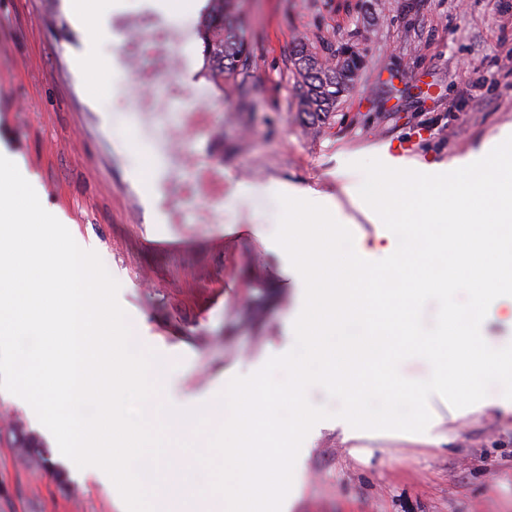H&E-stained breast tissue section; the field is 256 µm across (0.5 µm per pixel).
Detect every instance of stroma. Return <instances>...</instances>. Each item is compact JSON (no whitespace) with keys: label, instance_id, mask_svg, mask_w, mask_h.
<instances>
[{"label":"stroma","instance_id":"35a3bbf8","mask_svg":"<svg viewBox=\"0 0 512 512\" xmlns=\"http://www.w3.org/2000/svg\"><path fill=\"white\" fill-rule=\"evenodd\" d=\"M66 0H0V148L36 175L48 210L94 248L119 283L118 302L141 347L170 361L162 397L181 405L220 395L224 370L245 357L292 345L297 304L292 280L266 249L278 205L266 195L242 206L238 183L312 187L337 201L354 237L385 234L348 195L373 147L407 145L411 161L442 164L512 126V0H242L248 70L216 89L201 67L178 73L184 103L222 128L184 131L196 166L163 162L170 112H130L152 73L157 32L184 35L170 55L201 56L191 26L197 9L169 17L148 0H124L100 52L111 61L105 95L85 90L76 61L90 37ZM143 34L138 72L124 63L126 29ZM308 44L334 60L361 58L352 90L314 120L297 109L294 50ZM223 155L218 197L193 191L197 167ZM196 255V265L185 262ZM263 270V283L251 278ZM271 299L246 320L257 289ZM448 441L431 446L381 431L354 445L323 429L306 461L292 512H512V418L436 401ZM0 512H127L111 482L87 477L59 457L21 462L0 438Z\"/></svg>","mask_w":512,"mask_h":512}]
</instances>
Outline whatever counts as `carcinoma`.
Masks as SVG:
<instances>
[{
	"label": "carcinoma",
	"mask_w": 512,
	"mask_h": 512,
	"mask_svg": "<svg viewBox=\"0 0 512 512\" xmlns=\"http://www.w3.org/2000/svg\"><path fill=\"white\" fill-rule=\"evenodd\" d=\"M204 35V56L209 80L217 86L247 69L250 51L237 23V0H210V8L199 23ZM299 111L319 119L334 111L339 98L350 89L359 59L345 47L331 67L319 59L308 45L300 44L295 51ZM9 436L20 449L21 456L49 461L48 451L30 436L20 422L0 424V435Z\"/></svg>",
	"instance_id": "1"
}]
</instances>
